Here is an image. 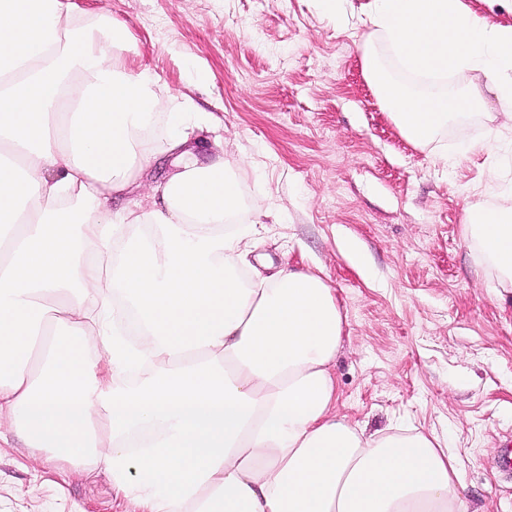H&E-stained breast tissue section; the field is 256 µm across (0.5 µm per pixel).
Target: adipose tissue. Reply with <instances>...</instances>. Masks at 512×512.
<instances>
[{"label": "adipose tissue", "instance_id": "adipose-tissue-1", "mask_svg": "<svg viewBox=\"0 0 512 512\" xmlns=\"http://www.w3.org/2000/svg\"><path fill=\"white\" fill-rule=\"evenodd\" d=\"M128 50L110 16L0 0V440L136 512H465L437 437L336 415L333 288L241 278L224 145L191 146L190 99ZM465 233L512 288V208L471 205Z\"/></svg>", "mask_w": 512, "mask_h": 512}]
</instances>
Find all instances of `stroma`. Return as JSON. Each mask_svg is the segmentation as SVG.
I'll use <instances>...</instances> for the list:
<instances>
[{
  "instance_id": "obj_1",
  "label": "stroma",
  "mask_w": 512,
  "mask_h": 512,
  "mask_svg": "<svg viewBox=\"0 0 512 512\" xmlns=\"http://www.w3.org/2000/svg\"><path fill=\"white\" fill-rule=\"evenodd\" d=\"M107 14L132 46L130 69L158 95H188L223 138L255 251L272 269L321 274L344 316L336 411L367 433L436 435L457 461L466 512H512V483L494 466L512 438V288L463 230L468 204L503 206L512 177L485 152L457 156L497 108L451 125L425 148L390 120L363 66L369 0H349L336 26L318 0H69ZM454 154L449 167L437 160ZM354 239L366 256L343 250ZM107 474L41 463L0 441V512H133Z\"/></svg>"
}]
</instances>
